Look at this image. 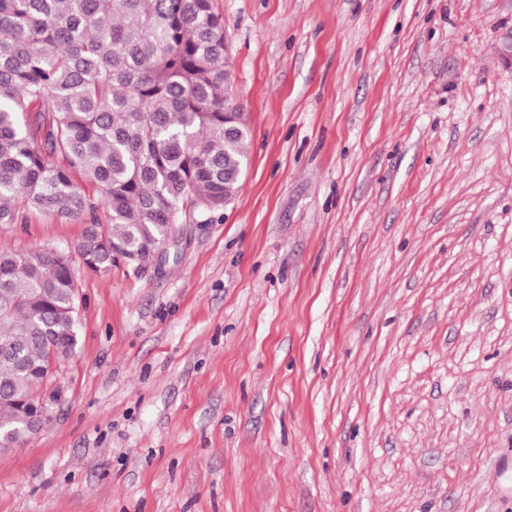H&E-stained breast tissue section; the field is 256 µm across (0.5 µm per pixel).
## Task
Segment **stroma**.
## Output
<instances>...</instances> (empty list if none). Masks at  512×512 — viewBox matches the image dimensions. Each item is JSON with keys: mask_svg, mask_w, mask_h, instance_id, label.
Masks as SVG:
<instances>
[{"mask_svg": "<svg viewBox=\"0 0 512 512\" xmlns=\"http://www.w3.org/2000/svg\"><path fill=\"white\" fill-rule=\"evenodd\" d=\"M215 7L242 186L166 261L75 265L0 512H512V0Z\"/></svg>", "mask_w": 512, "mask_h": 512, "instance_id": "obj_1", "label": "stroma"}]
</instances>
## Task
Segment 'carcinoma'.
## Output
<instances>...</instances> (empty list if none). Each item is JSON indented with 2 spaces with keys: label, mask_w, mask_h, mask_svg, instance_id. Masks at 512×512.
Segmentation results:
<instances>
[{
  "label": "carcinoma",
  "mask_w": 512,
  "mask_h": 512,
  "mask_svg": "<svg viewBox=\"0 0 512 512\" xmlns=\"http://www.w3.org/2000/svg\"><path fill=\"white\" fill-rule=\"evenodd\" d=\"M224 86L214 0H0V224L89 217L72 250L0 249V342L22 350L0 356V448L34 435L50 355L79 348L73 265L146 258L238 192L249 130L224 128Z\"/></svg>",
  "instance_id": "cac0c4a2"
}]
</instances>
